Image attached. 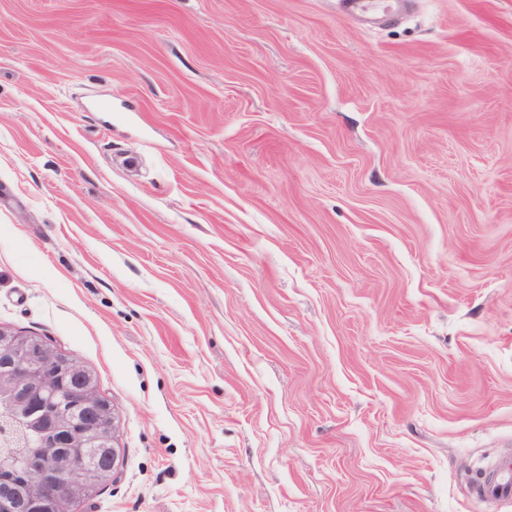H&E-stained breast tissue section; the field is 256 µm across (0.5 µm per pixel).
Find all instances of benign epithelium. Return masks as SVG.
<instances>
[{
    "label": "benign epithelium",
    "instance_id": "obj_1",
    "mask_svg": "<svg viewBox=\"0 0 512 512\" xmlns=\"http://www.w3.org/2000/svg\"><path fill=\"white\" fill-rule=\"evenodd\" d=\"M0 407L41 430L63 427L67 434L41 458L23 459L24 471L15 494L0 491V512H31L47 500L53 512H74L89 484L103 472L84 468L86 454L118 459L114 446L115 419L106 399L94 386L88 369L76 357L42 342H25L0 327ZM60 401V412L48 418L37 415L43 405Z\"/></svg>",
    "mask_w": 512,
    "mask_h": 512
}]
</instances>
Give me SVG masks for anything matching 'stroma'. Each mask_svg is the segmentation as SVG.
<instances>
[{
  "label": "stroma",
  "mask_w": 512,
  "mask_h": 512,
  "mask_svg": "<svg viewBox=\"0 0 512 512\" xmlns=\"http://www.w3.org/2000/svg\"><path fill=\"white\" fill-rule=\"evenodd\" d=\"M0 326L112 405L79 512H512V0H0ZM478 497L481 500L493 498L507 501L512 499V464L510 461L507 459L501 461L498 475L493 477L490 482L483 483Z\"/></svg>",
  "instance_id": "stroma-1"
}]
</instances>
